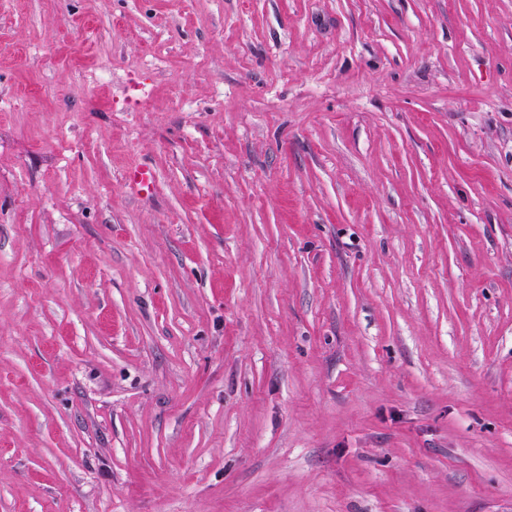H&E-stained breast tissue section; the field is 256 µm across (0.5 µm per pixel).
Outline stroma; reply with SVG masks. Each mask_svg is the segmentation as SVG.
I'll return each mask as SVG.
<instances>
[{
	"label": "stroma",
	"instance_id": "stroma-1",
	"mask_svg": "<svg viewBox=\"0 0 512 512\" xmlns=\"http://www.w3.org/2000/svg\"><path fill=\"white\" fill-rule=\"evenodd\" d=\"M0 512H512V0H0ZM125 180L129 185H132L139 194L149 195L153 191L154 175L149 169L139 166L131 168L127 172Z\"/></svg>",
	"mask_w": 512,
	"mask_h": 512
}]
</instances>
